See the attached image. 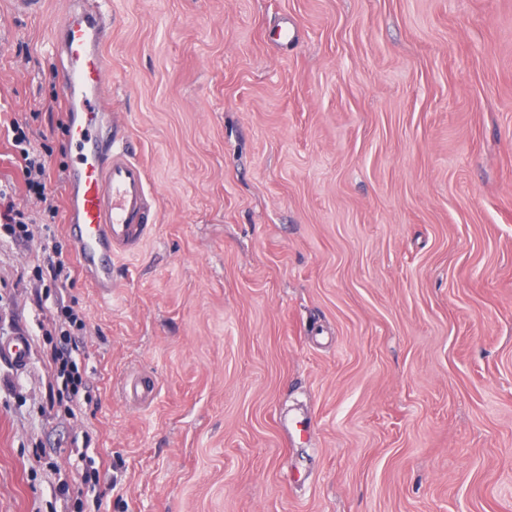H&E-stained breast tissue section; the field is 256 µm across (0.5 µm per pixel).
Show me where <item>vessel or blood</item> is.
<instances>
[{
	"instance_id": "vessel-or-blood-1",
	"label": "vessel or blood",
	"mask_w": 512,
	"mask_h": 512,
	"mask_svg": "<svg viewBox=\"0 0 512 512\" xmlns=\"http://www.w3.org/2000/svg\"><path fill=\"white\" fill-rule=\"evenodd\" d=\"M111 27L101 0H79L53 30L63 71L65 134L79 156L64 177L66 230L82 273L102 300L111 299L116 286L114 260L134 252L149 231L145 170L128 139L118 135L116 116L104 109L109 96L104 43ZM0 359L25 368L27 337L1 342Z\"/></svg>"
}]
</instances>
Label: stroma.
<instances>
[{
	"mask_svg": "<svg viewBox=\"0 0 512 512\" xmlns=\"http://www.w3.org/2000/svg\"><path fill=\"white\" fill-rule=\"evenodd\" d=\"M105 2L106 106L152 193L108 302L64 228L66 0H0V116L47 160L39 200L0 128L30 230L0 226V340L31 358L0 364V512H512V0ZM46 231L41 274H44L55 288H65L70 275L66 271L65 263L61 259L62 253L58 249L51 230ZM79 350V345L70 332L63 336L60 346L54 347L52 361L56 368L57 380H60L62 386V389H58L60 401L64 399V395L73 401L72 399L79 396L86 387L85 379L73 360V353ZM28 338L20 336L9 343H0V359L10 362L18 369H23L28 363Z\"/></svg>",
	"mask_w": 512,
	"mask_h": 512,
	"instance_id": "35a3bbf8",
	"label": "stroma"
}]
</instances>
